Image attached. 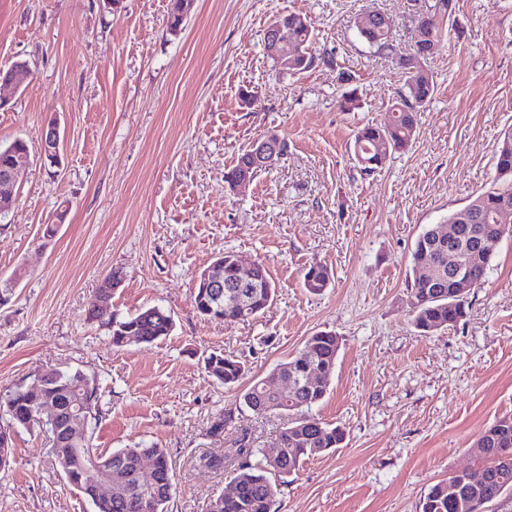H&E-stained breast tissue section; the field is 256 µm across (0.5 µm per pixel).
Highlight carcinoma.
Instances as JSON below:
<instances>
[{
  "label": "carcinoma",
  "mask_w": 512,
  "mask_h": 512,
  "mask_svg": "<svg viewBox=\"0 0 512 512\" xmlns=\"http://www.w3.org/2000/svg\"><path fill=\"white\" fill-rule=\"evenodd\" d=\"M455 0H434L430 6L433 14L417 21L427 28L430 38L415 43L413 51L400 60L405 92L391 105V119L383 125L360 129L354 137L352 150L363 172L370 173L386 156L405 150L417 136V114L436 93L434 76L428 60L447 40V31L434 22L437 16L452 17ZM271 23L278 26L282 36L295 46L298 54L273 65L282 73L300 74L311 68L315 55V37L307 19L297 13L276 16ZM358 34L378 51L391 47L392 34L372 23L358 28ZM248 160L241 152L234 164L224 170V185L236 190V181L243 162ZM496 180L499 184L476 195L468 204L471 210L467 221L465 239L458 245L459 255L467 252L468 236L480 232L496 234V217L500 209L512 206V127L504 130L496 149ZM498 247L487 251L472 268V278L479 285ZM414 273L412 288L413 310L411 322L422 335H428L456 325L466 315L467 294L448 281V245L442 242L435 225H426L415 240L411 251ZM329 269L319 263L309 265L303 275L304 287L313 294L323 292L331 284ZM277 285L266 266L259 262L254 272V285L245 292L236 305H230L225 295H218L211 288L197 283L193 289L192 304L200 316L227 323L246 322L257 318L274 301ZM97 320L112 341V345H126L129 336H140L143 343L154 344L170 335L175 326L171 311L158 306L143 307L133 314L120 315L113 311L102 312L96 304H89L88 320ZM340 350L339 337L332 331L317 332L305 340L298 352L276 368L282 376L301 379L307 367L316 364L324 370L323 383L311 390L301 389L278 398L266 383L256 379L241 394L243 406L256 411L272 407L288 414L292 422L279 434L280 453L277 458L252 461L258 449L254 448L248 433H242L234 447L208 457L206 466L222 470L235 464L236 492L216 501L215 512H275L274 506L279 487L288 482L305 460L328 450L341 447L345 431L309 414L328 393L336 369ZM206 372L216 381L233 386L245 375L246 367L232 355L213 352L204 359ZM41 379L48 393L63 395L73 392L78 396L88 425L99 420V387L96 382L78 370L47 368ZM41 396L18 385L0 396V413L7 419L0 423V454L7 462L0 461V472L11 467L13 434L18 428L33 429L38 426L37 410ZM492 435L494 444L481 457L486 484L474 485L468 475L456 472L446 480L433 485L420 503V512H479L488 493L499 486L512 490V416H504L486 427L482 436ZM55 464L63 471L68 484L87 499H93L96 484L87 476L89 459L112 457V469L121 474V483L112 493V501L102 502L96 512H168L173 489V467L166 451L156 444L120 448L110 453L92 447V434L81 443L63 437L52 438ZM152 459L157 467L154 483L141 489L136 474L141 460Z\"/></svg>",
  "instance_id": "1"
}]
</instances>
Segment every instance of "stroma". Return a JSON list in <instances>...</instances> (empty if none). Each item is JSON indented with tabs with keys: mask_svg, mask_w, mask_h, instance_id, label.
I'll return each mask as SVG.
<instances>
[{
	"mask_svg": "<svg viewBox=\"0 0 512 512\" xmlns=\"http://www.w3.org/2000/svg\"><path fill=\"white\" fill-rule=\"evenodd\" d=\"M431 2L195 0L173 35L174 0H0V69L24 60L31 70L20 88L0 89V145L23 139L31 157L0 216V283L18 281L0 304V392L33 385L49 366L95 377L94 447L165 448L168 512H207L234 476L208 468V456L243 432L266 454L277 448L283 418L244 407L247 382L332 331L336 372L313 412L346 439L289 477L277 512H419L431 486L480 469L475 440L512 416V239L465 317L428 336L410 322V253L425 225L492 184L500 132L512 126V0H456L448 41L428 62L437 91L414 143L369 176L352 158L357 129L387 121L401 87L395 62ZM365 9L388 15L391 50L358 36ZM288 12L307 17L322 54L294 76L278 73L262 45L268 23ZM343 71L351 84L339 82ZM349 86L358 107L344 112ZM245 89L256 106H243ZM52 121L63 137L57 168L40 154ZM270 135L287 141V155L227 192L225 168ZM227 251L264 263L278 285L254 320H207L192 306L196 276ZM314 263L333 276L319 294L302 282ZM114 269L123 281L113 311L171 310L165 340L116 348L87 320ZM213 351L242 361L244 382L210 378ZM226 411L223 438L211 437ZM12 453L0 512H93L52 465L46 435L18 430Z\"/></svg>",
	"mask_w": 512,
	"mask_h": 512,
	"instance_id": "stroma-1",
	"label": "stroma"
}]
</instances>
